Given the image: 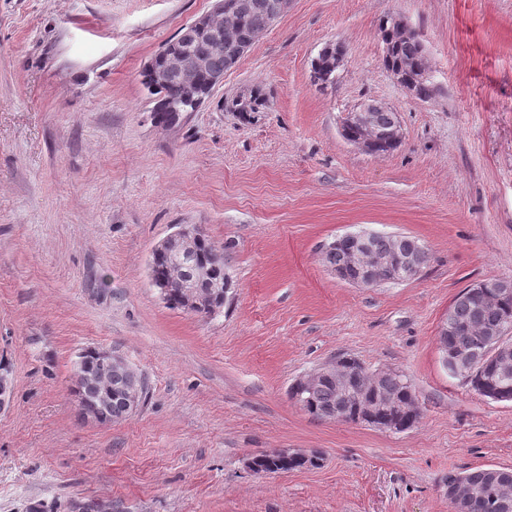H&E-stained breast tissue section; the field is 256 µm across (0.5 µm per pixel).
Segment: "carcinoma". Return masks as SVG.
<instances>
[{
    "mask_svg": "<svg viewBox=\"0 0 512 512\" xmlns=\"http://www.w3.org/2000/svg\"><path fill=\"white\" fill-rule=\"evenodd\" d=\"M238 8L239 36L224 40V51L213 56V67L228 70L233 67L250 48L247 39L253 32L264 29L275 21V14L269 5L275 0H233ZM400 17L387 15L379 23V32L384 43L383 65L385 69L403 70L419 77L416 83V97L428 100L436 93L435 85L430 79L421 78L425 66V48L416 35L405 39L391 38L390 30ZM156 96L153 111L163 113L170 120L180 112H193L192 106L184 107L180 101L186 95V88L180 78L174 77L164 86L152 91ZM265 104L258 92L235 99L231 108L242 115L259 111ZM196 259L211 267L216 276L224 277V253L219 250L205 233H200ZM348 244L342 238L335 240V245L324 252V259L330 267H342L347 263ZM179 247L171 246L164 251L152 254L151 275L157 279L167 278L172 271L173 258ZM502 284L500 280H484L465 288L458 294L448 309L444 327L448 335L441 337V342L448 345V350L473 356L469 366L461 377L470 386L483 395L489 390L497 391L506 401H512V375L505 378L499 374L486 371V359L482 352L489 348L486 330L498 324L502 319L512 318V291L499 296L498 301L489 302L482 294ZM82 378L73 390L81 413L85 416L95 414L102 423L120 420L130 416L134 409L127 405L122 395L125 379L106 368L93 351L82 353ZM380 391L390 393L398 398L414 395L409 380L393 372L378 373ZM353 388L362 389L358 380H353ZM364 390V389H362ZM301 408L315 418L325 419L332 412L345 414L352 422H364L372 417H385L376 401L374 390H364V399L355 403L344 398L336 386L324 382L316 389L305 393L300 401ZM448 488L459 498H469L473 502L472 512H512V468L479 467L464 472L448 473Z\"/></svg>",
    "mask_w": 512,
    "mask_h": 512,
    "instance_id": "obj_1",
    "label": "carcinoma"
}]
</instances>
